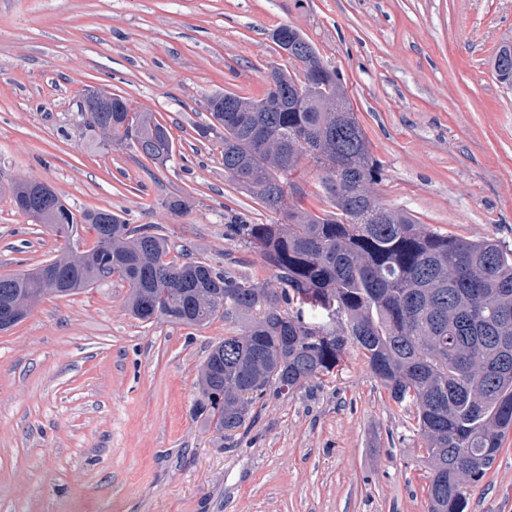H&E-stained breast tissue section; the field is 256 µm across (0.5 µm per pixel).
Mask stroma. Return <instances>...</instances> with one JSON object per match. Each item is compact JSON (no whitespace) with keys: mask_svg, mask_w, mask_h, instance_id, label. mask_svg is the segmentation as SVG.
Listing matches in <instances>:
<instances>
[{"mask_svg":"<svg viewBox=\"0 0 512 512\" xmlns=\"http://www.w3.org/2000/svg\"><path fill=\"white\" fill-rule=\"evenodd\" d=\"M303 31L339 72L371 150L380 202L433 231L512 249V88L489 62L512 41V0H0V275L53 258L58 238L18 213L11 185L51 186L73 211L152 224L171 258L271 282L227 224L324 208L303 163L279 210L224 173L201 139L206 99L261 96L290 69L271 39ZM106 88L155 113L175 151L151 162L88 127ZM182 197L185 211L165 201ZM110 279L49 296L0 332V512H427L415 410L349 348L323 383L254 404L218 431L196 410L204 361L235 331L141 322ZM467 512H512V432Z\"/></svg>","mask_w":512,"mask_h":512,"instance_id":"stroma-1","label":"stroma"}]
</instances>
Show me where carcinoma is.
<instances>
[{
    "instance_id": "carcinoma-1",
    "label": "carcinoma",
    "mask_w": 512,
    "mask_h": 512,
    "mask_svg": "<svg viewBox=\"0 0 512 512\" xmlns=\"http://www.w3.org/2000/svg\"><path fill=\"white\" fill-rule=\"evenodd\" d=\"M275 44L302 45L294 68L270 72L260 98L216 91L200 136L222 145L224 174L265 208L280 209L302 160L322 174L329 209L297 205L286 224H229V236L261 251L273 284L168 258V239L108 209L75 214L58 194L36 224L65 239L49 260L70 277L67 295L117 278L137 320L187 327L242 321L203 365L199 412L215 427H242L253 403L283 396L333 373L350 347L398 405L416 410L428 469V512H465L466 489L480 482L512 429V250L494 238L435 232L373 192L381 165L348 102L339 74L299 29L283 25ZM512 87V43L491 60ZM87 124L133 143L157 162L173 138L151 112H132L112 95L110 111L83 109ZM95 234L81 253L79 226ZM38 268L0 276V306L30 309L55 294Z\"/></svg>"
}]
</instances>
